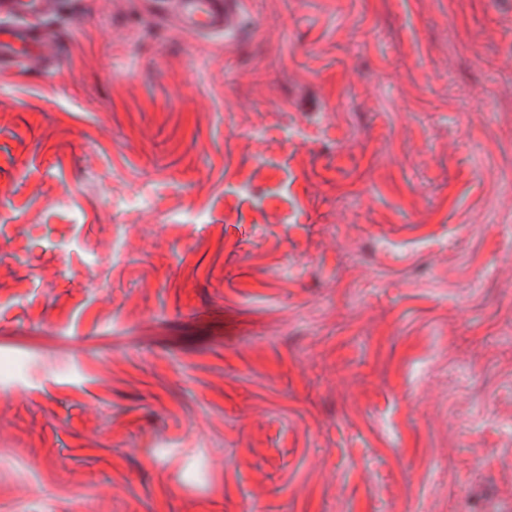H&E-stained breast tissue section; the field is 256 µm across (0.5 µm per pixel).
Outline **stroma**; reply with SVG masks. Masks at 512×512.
<instances>
[{
  "mask_svg": "<svg viewBox=\"0 0 512 512\" xmlns=\"http://www.w3.org/2000/svg\"><path fill=\"white\" fill-rule=\"evenodd\" d=\"M175 12L0 74V512H512V0ZM179 4L180 28L200 37L224 34L229 39L238 32L246 10L245 0H175Z\"/></svg>",
  "mask_w": 512,
  "mask_h": 512,
  "instance_id": "stroma-1",
  "label": "stroma"
}]
</instances>
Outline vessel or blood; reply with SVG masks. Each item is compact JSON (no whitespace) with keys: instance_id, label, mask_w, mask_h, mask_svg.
<instances>
[{"instance_id":"b4317fda","label":"vessel or blood","mask_w":512,"mask_h":512,"mask_svg":"<svg viewBox=\"0 0 512 512\" xmlns=\"http://www.w3.org/2000/svg\"><path fill=\"white\" fill-rule=\"evenodd\" d=\"M177 21L186 32L201 37L235 34L246 10V0H177ZM41 11V0H0V69L12 70L43 51L44 36L30 22Z\"/></svg>"}]
</instances>
